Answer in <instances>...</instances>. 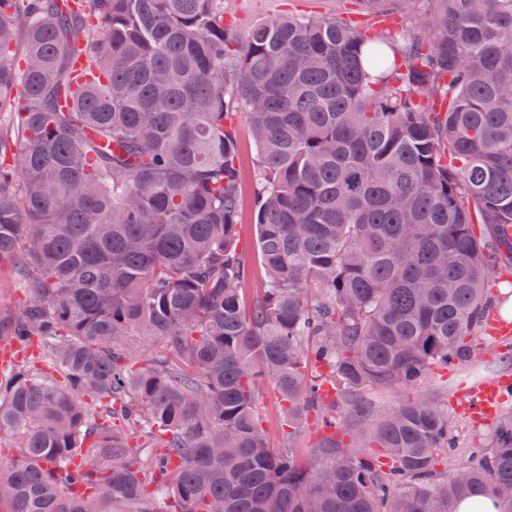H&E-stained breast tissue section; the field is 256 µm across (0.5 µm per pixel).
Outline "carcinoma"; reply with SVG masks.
Masks as SVG:
<instances>
[{"label": "carcinoma", "instance_id": "1", "mask_svg": "<svg viewBox=\"0 0 512 512\" xmlns=\"http://www.w3.org/2000/svg\"><path fill=\"white\" fill-rule=\"evenodd\" d=\"M426 2L380 38L289 16L240 38L224 0H0V274L26 294L0 512H512V409L447 474V409L367 400L472 361L512 269V0ZM141 338L165 351L133 361ZM266 383L312 457L270 445ZM240 140L241 224L239 225L240 247L246 255L250 276L246 285L249 300L259 295L264 288V271L258 261L255 245L254 197L258 189V152L252 141L248 124L243 114L236 118Z\"/></svg>", "mask_w": 512, "mask_h": 512}]
</instances>
